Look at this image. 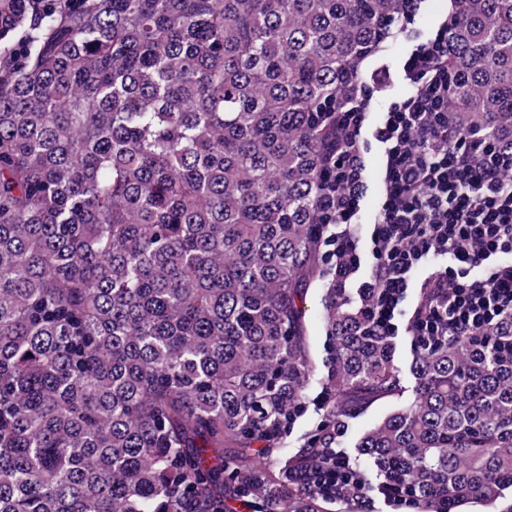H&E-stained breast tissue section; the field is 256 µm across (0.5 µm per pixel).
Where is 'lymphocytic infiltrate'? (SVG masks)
Segmentation results:
<instances>
[{"instance_id":"lymphocytic-infiltrate-1","label":"lymphocytic infiltrate","mask_w":512,"mask_h":512,"mask_svg":"<svg viewBox=\"0 0 512 512\" xmlns=\"http://www.w3.org/2000/svg\"><path fill=\"white\" fill-rule=\"evenodd\" d=\"M448 27L417 41L403 71L413 95L392 101L368 121L384 83L352 86L336 127V159L321 216L335 226L336 274L358 279L362 267L353 226L371 192L366 159L382 149L385 175L370 234L374 259L364 287L374 289L373 316L387 332L413 286L414 272L435 255L450 262L423 280L434 298L412 328L416 336L485 338L512 316V151L448 136Z\"/></svg>"}]
</instances>
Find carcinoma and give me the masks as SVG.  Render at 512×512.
I'll list each match as a JSON object with an SVG mask.
<instances>
[{"instance_id": "carcinoma-1", "label": "carcinoma", "mask_w": 512, "mask_h": 512, "mask_svg": "<svg viewBox=\"0 0 512 512\" xmlns=\"http://www.w3.org/2000/svg\"><path fill=\"white\" fill-rule=\"evenodd\" d=\"M400 10L0 0V512H354L301 472L405 386L318 205ZM448 45V134L512 150V0H454ZM410 374L344 459L416 512H512V317L420 337ZM322 293L312 290L307 296V309L309 324H310V337L314 348L318 353L323 352L326 343L325 329L322 320ZM321 391L317 381H314L310 389V402L308 403L306 412L300 417L294 426L290 429V440L295 439L302 434L308 427L318 422L322 415L317 396ZM397 405L396 401H377L363 415L352 420L349 430L340 448H350L360 435L381 420Z\"/></svg>"}]
</instances>
